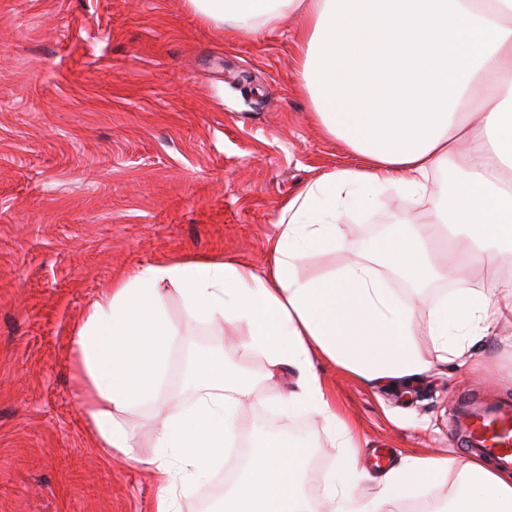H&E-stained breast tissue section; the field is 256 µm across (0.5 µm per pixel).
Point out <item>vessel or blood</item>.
Returning a JSON list of instances; mask_svg holds the SVG:
<instances>
[{
	"label": "vessel or blood",
	"mask_w": 512,
	"mask_h": 512,
	"mask_svg": "<svg viewBox=\"0 0 512 512\" xmlns=\"http://www.w3.org/2000/svg\"><path fill=\"white\" fill-rule=\"evenodd\" d=\"M470 442L498 466L512 467V410L485 408L469 418Z\"/></svg>",
	"instance_id": "b4317fda"
}]
</instances>
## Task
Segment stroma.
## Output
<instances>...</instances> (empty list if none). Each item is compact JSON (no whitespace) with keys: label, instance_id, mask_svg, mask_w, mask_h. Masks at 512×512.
<instances>
[{"label":"stroma","instance_id":"obj_1","mask_svg":"<svg viewBox=\"0 0 512 512\" xmlns=\"http://www.w3.org/2000/svg\"><path fill=\"white\" fill-rule=\"evenodd\" d=\"M294 19L255 35H225L185 0H0V512H154L159 488L152 411L178 405L164 390L130 418L143 466L104 458L86 432L69 344L88 304L122 276L172 257L268 260L280 207L355 157L327 135L297 89ZM415 206L388 192L339 220L342 250L305 258L314 277L368 260L366 243ZM222 352L260 394H285L293 372L263 381L239 338L194 324L188 349ZM362 449L368 486L383 449L466 460L465 403L512 407V348L404 383H365L315 361ZM255 431L312 450L309 491L343 451L324 421L253 410Z\"/></svg>","mask_w":512,"mask_h":512}]
</instances>
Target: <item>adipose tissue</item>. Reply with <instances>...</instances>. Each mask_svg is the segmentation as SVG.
<instances>
[{
  "label": "adipose tissue",
  "mask_w": 512,
  "mask_h": 512,
  "mask_svg": "<svg viewBox=\"0 0 512 512\" xmlns=\"http://www.w3.org/2000/svg\"><path fill=\"white\" fill-rule=\"evenodd\" d=\"M188 3L230 34L275 27L295 13L299 89L314 119L359 163L323 174L281 207L267 266L160 260L91 301L70 341L94 448L140 464L128 418L169 384L182 403L155 436V512H181V497L209 480L242 435L251 437L252 452L224 492L225 512H388L451 469L457 486L444 512H512V471L483 458L456 465L408 457L373 476V493L363 491L358 448L314 366L320 355L369 382L409 379L436 364L464 365L487 343L494 320L512 317V279L500 275L502 258L512 255V0ZM451 162L459 173L438 188L433 175ZM389 188L417 205L436 195L455 204L429 221L395 225L368 245L369 261L319 278L299 275L305 256L340 246L337 221L347 207H377ZM446 235L466 237L485 264L487 289L460 283L457 255L435 251ZM385 268L417 290L458 279L426 306L436 360L417 350L414 306L387 287ZM166 284L188 321L236 333L243 355L262 358L266 378L295 372L294 389L279 399L285 410L314 413L337 430L346 454L326 477L322 500L307 494L306 448L285 436H256L245 408L253 382L211 351L174 372L171 355L184 336L168 313ZM138 375L149 378L150 391L133 387Z\"/></svg>",
  "instance_id": "ef3b65f1"
}]
</instances>
